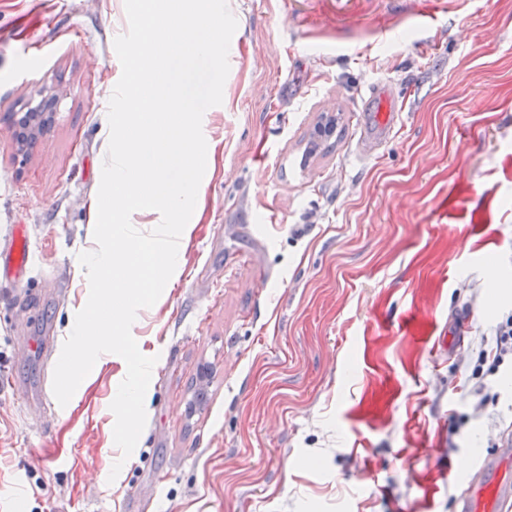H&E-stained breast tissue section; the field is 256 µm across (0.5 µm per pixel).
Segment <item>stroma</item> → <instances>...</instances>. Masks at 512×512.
<instances>
[{
    "label": "stroma",
    "mask_w": 512,
    "mask_h": 512,
    "mask_svg": "<svg viewBox=\"0 0 512 512\" xmlns=\"http://www.w3.org/2000/svg\"><path fill=\"white\" fill-rule=\"evenodd\" d=\"M228 7L204 207L131 327L157 362L126 457L121 357L62 407L20 354L64 343L88 300L77 256L96 247L124 0H0V249L21 226L34 253L24 283L0 279V512H458L512 424V372L468 381L512 312V0H440L432 20L430 0ZM379 81L408 89L403 129L361 163L358 101ZM61 88L19 145L11 113Z\"/></svg>",
    "instance_id": "stroma-1"
}]
</instances>
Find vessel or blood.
<instances>
[{
  "label": "vessel or blood",
  "mask_w": 512,
  "mask_h": 512,
  "mask_svg": "<svg viewBox=\"0 0 512 512\" xmlns=\"http://www.w3.org/2000/svg\"><path fill=\"white\" fill-rule=\"evenodd\" d=\"M363 140L377 149L388 143L403 124V109L388 83L369 85L360 98ZM32 261L30 247L14 235L9 249L0 253V272L21 281ZM512 449L502 448L494 464L479 462L470 485L458 498L460 512H512Z\"/></svg>",
  "instance_id": "1"
}]
</instances>
